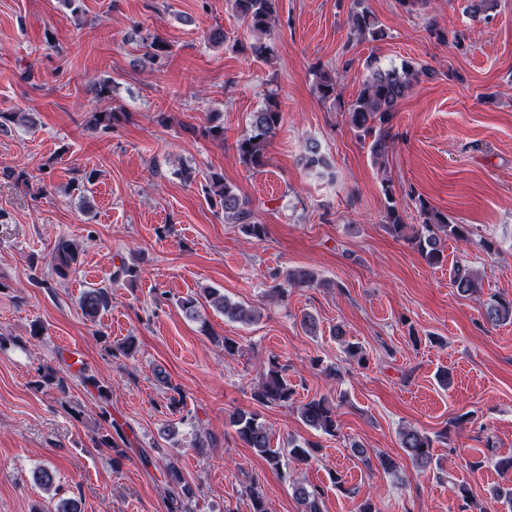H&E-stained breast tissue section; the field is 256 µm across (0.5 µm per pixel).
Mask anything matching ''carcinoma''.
<instances>
[{
  "label": "carcinoma",
  "mask_w": 512,
  "mask_h": 512,
  "mask_svg": "<svg viewBox=\"0 0 512 512\" xmlns=\"http://www.w3.org/2000/svg\"><path fill=\"white\" fill-rule=\"evenodd\" d=\"M235 15L246 25L253 40L248 44L251 55L265 62L274 54V47L269 42L273 25L276 20L277 0H231ZM350 35L368 42H381L388 38L387 29L378 21L373 13L362 6V0H355L349 15ZM146 49L145 57L152 65L161 66L170 54V46L157 36L142 39ZM368 71L362 87L355 99L347 104L348 122L353 129L372 139L370 150L375 160H382L388 153L392 140L391 122L400 102L427 74L428 69L414 61L404 60L398 65L383 66L376 58L366 62ZM314 90L323 102H334L337 97V80L334 70L322 66L314 71ZM21 126L35 124L33 115L28 112H11L0 114V130H5L4 121ZM282 122V112L276 93L267 96L264 107L252 113L249 133L237 141V151L242 162L254 169L266 165V151L271 138ZM305 166L314 168L326 165L321 156L319 145L309 142L305 145ZM388 205L385 222L391 233L405 237L413 248L419 252L431 266H439L447 259L444 255L445 241L453 238L459 241L468 239L470 230L463 224H456L448 219V215L434 209L425 200H418L419 227H409L404 223L390 185L384 189ZM207 198L211 204L221 209L224 220L240 226L245 235L260 239L265 235V225L254 221V213L249 201L241 196L238 189L224 181V176L214 173L210 176L206 187ZM79 255L78 245L71 239L61 236L52 249L49 264L54 273L65 278L76 265ZM317 277L308 269L288 272L285 284L273 288V293L283 296L288 288L303 284L316 283ZM451 282L461 296L475 292L478 282L473 271L462 264H456L451 271ZM209 306L224 314L230 321L252 323L259 318L257 310L242 304L232 303L214 288L204 287L201 290ZM110 304L109 292L104 288L91 289L84 292L79 300L82 314L93 320ZM484 316L494 325L512 323V300L492 299L485 305ZM294 390L283 376V367L275 360H270L261 386L255 394L260 403L282 404L292 400ZM303 423L316 431L334 436L337 430L336 408L326 397L313 398L299 409ZM237 436L248 447L256 450L265 458L268 465L277 470L281 464L280 449L271 446V438L267 426L259 421L258 415L246 411L237 412L231 419ZM401 448L408 457L420 467L431 463L432 439L412 428L400 434ZM288 460L306 464L317 452L313 443H288ZM168 477L173 486L180 490L171 497L169 512H190L185 499L191 494V487L175 464L168 466ZM295 496L303 506L302 512H321L320 503L324 494L323 488L313 485L298 484L294 489Z\"/></svg>",
  "instance_id": "obj_1"
}]
</instances>
